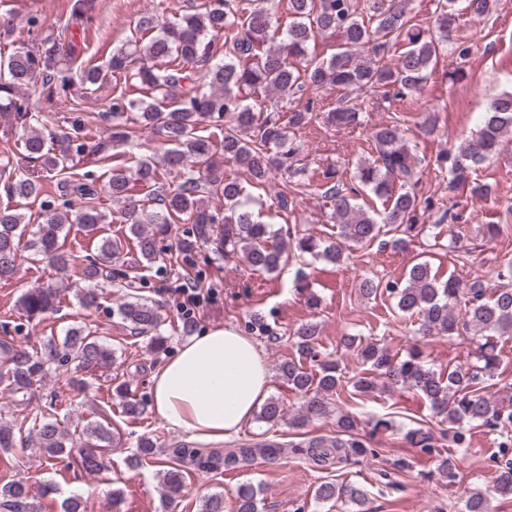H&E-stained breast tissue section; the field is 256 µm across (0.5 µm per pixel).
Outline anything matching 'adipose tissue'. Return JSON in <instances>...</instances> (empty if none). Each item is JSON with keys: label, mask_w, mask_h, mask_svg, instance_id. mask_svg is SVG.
Listing matches in <instances>:
<instances>
[{"label": "adipose tissue", "mask_w": 512, "mask_h": 512, "mask_svg": "<svg viewBox=\"0 0 512 512\" xmlns=\"http://www.w3.org/2000/svg\"><path fill=\"white\" fill-rule=\"evenodd\" d=\"M270 385L257 343L220 327L189 338L155 373L152 410L168 428L220 442L251 421Z\"/></svg>", "instance_id": "1"}]
</instances>
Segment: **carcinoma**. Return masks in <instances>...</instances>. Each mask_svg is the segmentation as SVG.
Masks as SVG:
<instances>
[{
    "label": "carcinoma",
    "mask_w": 512,
    "mask_h": 512,
    "mask_svg": "<svg viewBox=\"0 0 512 512\" xmlns=\"http://www.w3.org/2000/svg\"><path fill=\"white\" fill-rule=\"evenodd\" d=\"M274 8V0H210L198 13L165 20L155 15L141 16L126 43L112 49L105 67H83L82 84L87 89L122 74L142 94L136 102L128 98L127 92L118 91L112 97V133L93 142L88 141L76 121L70 132L49 137L38 133L34 123L39 116L31 108L29 97L22 93L37 82L58 94L67 93L69 79L64 66L74 65L80 57L76 45H69L63 52L58 40L47 37L38 46H18L7 57H0V117L22 130L19 140L26 157L42 161L48 172L70 171V176L58 183L59 197L78 195L87 200L72 219L54 202L42 199L41 183L22 174L16 176L7 187L8 195L25 204H0V282L15 278L24 252L34 259L42 257L68 267L71 254L61 241L65 225L78 224L95 238L101 225L113 223L112 214L96 204L92 185L73 168L81 156L104 163L113 159L110 146L129 141L137 133V128L123 122L125 113L135 109L140 112L141 127L155 130L166 145L160 154L139 160L131 175H126L123 168H114L108 180L109 195L120 205L118 218L127 226L139 262L150 266L165 262L166 251L160 248V242L169 237L172 224L182 217L193 224L192 231L176 242L186 260H193L198 243L209 236L213 225L220 224L216 251L224 254L225 261L238 260L256 274H277L290 258L302 259L306 254L339 263L350 248L369 246L383 235L391 236L396 248L408 247L419 214L429 206L411 191L421 160L407 146L399 126L384 125L372 132L370 157L358 163L355 175L361 188L347 187L332 180V173L323 172V196L336 224L334 236L323 241L299 230L273 228L251 209L252 196L246 193L248 186H263L274 170L290 172L299 153L296 131L317 119L318 113L311 103L303 109L268 112L247 100L272 90L293 96L308 84L331 86L343 93V98L327 112L325 120L339 128L355 129L362 125L363 107L348 93L381 89L384 95L402 100L413 95L426 79L439 43L410 24L406 0H368L364 17L357 11L356 0H288L290 22L284 31L273 23ZM317 32L341 36L339 51L327 61L309 58V42L315 40ZM219 33L225 35L224 57L210 64L200 77L209 80L213 88L206 94L199 89L195 67L214 56L208 36ZM392 49L397 50V59L387 65L383 63L384 55ZM204 121L213 128V135H197L198 125ZM509 133L512 93H505L491 104L479 134L460 147L451 169L452 183H470L472 168L492 156ZM218 153L239 167L242 175H224L214 160ZM170 174L180 176L181 181L167 190L162 179ZM132 179L146 189L151 205L129 196ZM362 189L381 200L382 209L371 203H356ZM218 193L224 198V211H211L202 205L203 195ZM37 201L40 211L31 220L22 209ZM122 251L121 239L101 238L97 254L78 267L80 279L92 283L112 277V261ZM498 278L505 284L488 296L483 283L474 281L467 286L451 276L440 279L430 264L422 261L413 264L398 281L383 284L364 278L359 282L364 298L374 299L384 290L395 299L400 311L417 317L413 333L418 336L485 337L475 361L466 367L433 370L426 366L416 344L402 358L354 336L344 337V344L357 349L362 363L369 366L367 374L352 379L355 392H372L375 379L380 377L415 390L437 415L456 426L452 442L458 448L469 446L463 424L495 428L502 438L499 447L504 460L495 472L494 488L502 496H512V459L507 458L512 447V403L493 401L478 389L482 380L497 377L500 356L494 338L512 336V264L499 271ZM61 293L62 289L53 285L32 288L22 295L20 303L27 316L35 319L54 309ZM118 314L135 334L149 336L154 350L163 347L166 337L161 332L158 305L129 295L119 305ZM245 329L259 337L274 336L271 325L257 312L250 315ZM318 335L315 323L298 327L292 334L297 357L277 367L281 379L303 398V410L294 419L297 427L326 416L329 400L343 383L338 363L321 358ZM112 360L114 351L92 333L81 328L67 331L61 365L70 366V372L98 369ZM0 363L6 366L0 372V390L13 394L30 389L35 376L44 370L43 361L6 341L0 342ZM283 411L282 401L271 397L262 405L258 419L275 426ZM33 427L37 428L40 448L49 456L71 455L86 472L103 468L111 432L101 423L83 424L78 445L69 443L52 414L35 417ZM405 441L426 454L438 452L431 434L421 429L408 430ZM26 445L22 428L0 425V449H23ZM157 452L154 442L140 441L131 456L132 465L157 463ZM257 452L259 449L244 444L208 452L188 445L175 448L173 466L164 475L167 493L175 496L181 492L186 468L236 471L250 465ZM290 452L321 467L343 457L377 454L362 440L357 420L349 413L338 415L336 439L301 441L292 444ZM28 498L27 487L20 481L0 486V509L4 512H32ZM315 498L322 502L341 498L360 505L367 493L355 484L326 481L316 488ZM234 509L258 512L254 490L241 489ZM464 509L490 512V502L485 494L474 492L466 499Z\"/></svg>",
    "instance_id": "1"
}]
</instances>
